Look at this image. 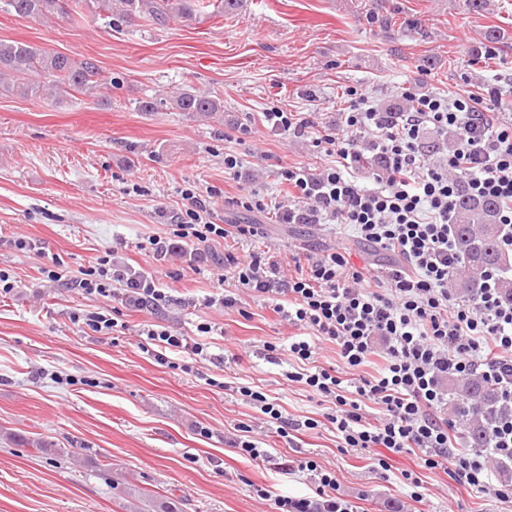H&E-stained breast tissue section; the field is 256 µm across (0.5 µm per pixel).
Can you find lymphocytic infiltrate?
<instances>
[{"mask_svg": "<svg viewBox=\"0 0 512 512\" xmlns=\"http://www.w3.org/2000/svg\"><path fill=\"white\" fill-rule=\"evenodd\" d=\"M349 107L337 134L316 137L333 157L319 171L305 166L281 168L287 202L275 205L281 224H311L343 229L362 241L393 252L397 264L382 277L350 263L341 250L307 257L294 275L271 251L246 257L227 256L234 291L222 295L225 309L237 310L242 294L267 300L278 317L295 328L288 354L301 364L288 381L307 387L332 405L327 421L336 430L340 450L366 453L372 467H386L385 452L412 453L425 468L449 466L460 485L512 503V482L496 479L490 458L512 461V302L498 289L500 272H491L468 298L455 297L448 282L462 265L451 228L460 193L488 197L498 204L501 245L512 251V116L504 114L507 92L489 89L487 97L415 93L403 101L375 105L362 90L349 89ZM190 205L167 236L145 243L160 261L178 257L189 268L209 267L208 242L255 238L253 224H219L210 209L185 189ZM124 240L97 256L74 281L89 301L114 300L111 308L78 309L70 319L78 326L109 334L123 311L154 312L173 297L151 273L119 265L116 251ZM197 337L148 323L139 330V348L154 359L168 355L205 357L202 336L211 324L197 325ZM335 345L349 379L335 368L316 365V340ZM382 361L375 375L359 370L372 357ZM479 376L498 390L502 411L490 430L489 447L467 449L447 417L448 381ZM280 437L313 429L317 420L284 416L280 406L250 386L240 387ZM378 419H368V406ZM313 474L314 496L290 498L257 495L268 512H355L337 496L336 478L316 460L299 462Z\"/></svg>", "mask_w": 512, "mask_h": 512, "instance_id": "f902f5d3", "label": "lymphocytic infiltrate"}]
</instances>
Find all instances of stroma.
<instances>
[{
  "mask_svg": "<svg viewBox=\"0 0 512 512\" xmlns=\"http://www.w3.org/2000/svg\"><path fill=\"white\" fill-rule=\"evenodd\" d=\"M490 28L501 31V43L485 40ZM1 39L92 60L106 86L101 103L0 93V267L22 283L0 300V512H266L255 486L314 494L312 476L285 467L306 457L335 474L358 512H512V504L458 485L448 470L424 468L417 455H390L383 471L361 451H340L323 418L328 405L287 380V360L267 355V345L286 348L294 328L247 295L240 313L205 305L223 289L217 272L160 263L139 247L175 223L188 187L215 222L260 227L258 244H210L216 257L256 246L286 255L333 246V234L317 227L232 207L244 188L278 204L282 167L331 163L313 136L264 128L263 112L276 107L332 133L349 86L379 104L396 101L404 87L461 95L510 87L512 0H484L478 14L466 0H239L221 17L161 25L89 13L34 21L0 10ZM187 87L223 98V117L135 109L137 99H167ZM228 153L242 162V179L225 172ZM20 237L38 251L16 249ZM116 238L128 243L117 262L152 273L175 298L152 315L128 313L129 325L188 334L212 325L208 356L191 372L143 353L134 333L103 335L71 322L75 309L111 306L108 298L88 302L69 280ZM55 262L65 274L59 282L42 273ZM242 385L261 387L288 417H311L318 427L284 441L237 394ZM243 426L267 461L233 447ZM38 437L75 458L36 453L29 441ZM406 471L421 481V502L409 498Z\"/></svg>",
  "mask_w": 512,
  "mask_h": 512,
  "instance_id": "35a3bbf8",
  "label": "stroma"
}]
</instances>
